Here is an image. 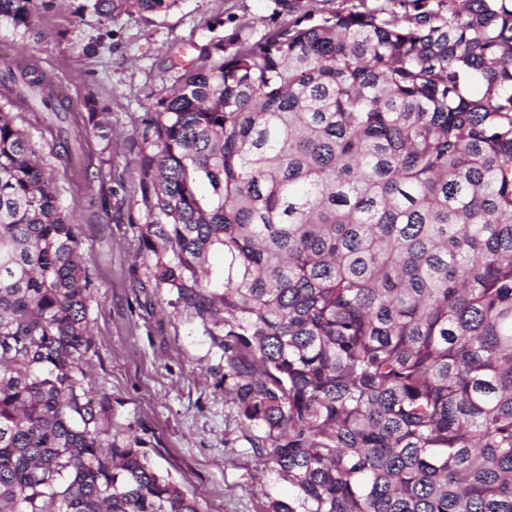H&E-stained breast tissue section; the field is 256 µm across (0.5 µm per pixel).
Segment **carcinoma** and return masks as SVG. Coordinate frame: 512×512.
<instances>
[{
    "mask_svg": "<svg viewBox=\"0 0 512 512\" xmlns=\"http://www.w3.org/2000/svg\"><path fill=\"white\" fill-rule=\"evenodd\" d=\"M129 1L176 3L93 13ZM275 2L288 22L202 47L150 119L154 285L295 487L268 512H512V0ZM45 89L34 65L0 73L22 107ZM86 264L1 112L0 512H199L87 398Z\"/></svg>",
    "mask_w": 512,
    "mask_h": 512,
    "instance_id": "1",
    "label": "carcinoma"
}]
</instances>
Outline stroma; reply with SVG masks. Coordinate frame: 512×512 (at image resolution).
<instances>
[{
	"label": "stroma",
	"instance_id": "1",
	"mask_svg": "<svg viewBox=\"0 0 512 512\" xmlns=\"http://www.w3.org/2000/svg\"><path fill=\"white\" fill-rule=\"evenodd\" d=\"M89 0H55L30 25L0 21V57L35 64L64 83L81 119L82 173L61 156L54 130L64 117L31 112L0 98L39 152L40 162L88 260L91 344L83 387L117 442L139 436L151 466L194 498L199 512H266L295 498L294 487L253 448L224 392L220 349L199 323L155 287L151 262L137 253L146 222L134 159L152 112L201 46L238 35L261 38L282 22L274 0H177L168 11L113 12L97 20ZM111 127L99 136V122Z\"/></svg>",
	"mask_w": 512,
	"mask_h": 512
}]
</instances>
